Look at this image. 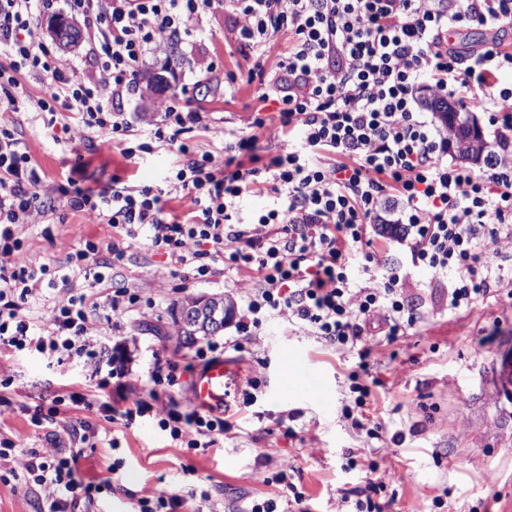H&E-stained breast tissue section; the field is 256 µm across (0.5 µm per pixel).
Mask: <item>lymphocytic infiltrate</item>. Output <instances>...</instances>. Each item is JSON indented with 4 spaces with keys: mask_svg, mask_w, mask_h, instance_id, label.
I'll return each instance as SVG.
<instances>
[{
    "mask_svg": "<svg viewBox=\"0 0 512 512\" xmlns=\"http://www.w3.org/2000/svg\"><path fill=\"white\" fill-rule=\"evenodd\" d=\"M68 9L96 27L93 56L98 70L85 78L73 62L56 57L34 23L53 0H0V351L35 352L95 364V322L119 327L140 301L126 288L113 289L95 306L85 295L55 304L42 325L22 316L44 288L68 283L64 269L33 264L22 227L55 209L44 190L42 170L11 126L19 106L47 114L48 127L85 134L105 131L126 139L131 123L111 108L134 91L151 58L175 40L193 37L204 18L223 9L231 37L250 54L278 40L287 46L273 70L248 68L258 85L260 109L248 118L250 135L231 134L224 157L196 154L187 133L208 126L206 113L163 103L148 140L126 148L128 158L155 145L177 146L187 161L168 180L113 186L92 194L60 187L73 210L110 225L115 240L107 260L87 243L73 254L89 285L105 282L120 266L128 245L146 242L163 251L174 269L196 276L250 270L256 287L236 330L250 335L271 317L307 327L331 344L368 354L378 338L392 341L423 319L398 262L376 260L372 231L394 224L413 266L446 283L449 309L471 307L512 283L502 244L512 242V52L498 41L478 49L450 46L449 31L474 24L488 30L512 27V0H65ZM24 73L45 76L39 95L24 90ZM431 78L460 108L488 112L495 137L484 171L445 162L449 134L424 120L415 95ZM277 124L282 138L274 154L257 153L256 131ZM267 183L272 205L242 221L238 202ZM189 201L186 218L168 213L166 191ZM366 247L365 264L355 262ZM172 361H157L149 387L137 391L124 369L112 375L123 388V408L69 394L72 405L105 420L132 426L148 418L172 441L209 448L232 427L228 410L181 411L161 397L177 383ZM47 430L49 447L26 448L0 440V473L34 489L38 512H85L99 486L85 480L79 460L95 447L89 422L32 417Z\"/></svg>",
    "mask_w": 512,
    "mask_h": 512,
    "instance_id": "1",
    "label": "lymphocytic infiltrate"
}]
</instances>
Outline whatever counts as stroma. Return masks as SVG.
I'll return each mask as SVG.
<instances>
[{
  "instance_id": "obj_1",
  "label": "stroma",
  "mask_w": 512,
  "mask_h": 512,
  "mask_svg": "<svg viewBox=\"0 0 512 512\" xmlns=\"http://www.w3.org/2000/svg\"><path fill=\"white\" fill-rule=\"evenodd\" d=\"M204 27L202 34L173 44L152 61V74L166 77L167 87L137 89L124 102L134 125L127 142L96 131L56 139L41 114L24 108L12 113L18 137L45 174L46 189L72 178L103 192L111 190L116 176L133 185L164 184L184 162L176 148L160 147L133 163L122 151L139 142L157 119L160 101L172 95L211 115L209 130L190 135L198 151L220 153L225 132L245 130L258 104L257 87L241 82L228 95L224 84L229 73L247 71L253 60L231 40L223 10L208 15ZM48 220L47 230L39 224L23 227L28 257L37 265H67L86 242L102 245L112 238L111 227L93 223L63 200ZM410 282L422 299L423 321L393 342L372 346L370 372L360 379L352 377L359 363L356 351L331 346L278 317L266 322L259 336L243 340L240 350H227L224 360L235 368L239 383L258 375L265 386L208 450L179 447L150 421L127 427L62 406V417L91 422L120 440L116 448L103 441L86 449L81 461L82 468L112 480L96 494L94 512H139V499L191 489L209 494L212 512H236L251 497L283 505L297 491L305 512H345L346 492L364 487L372 475L385 484L375 497L384 512H512V397L500 387L501 363L512 355V299L502 294L451 313L429 272L412 269ZM116 285L152 299L154 308L147 315L127 313L117 329L100 325L99 374L72 360L32 353L0 362V375L12 380L6 396L22 404L0 417V437L40 445L44 434L32 427V412L50 406L58 395L80 392L111 401L112 389L101 380L117 364H124L134 382L147 384L157 360L180 362L194 353L180 343L172 317L183 297L222 295L233 300L239 315L254 281L245 271L221 270L207 280L194 278L187 268L176 274L166 254L140 243L128 250L113 282L92 287L72 276L69 285H57L26 304L22 314L46 317L69 291L99 302ZM288 353L299 371L321 377L324 403L283 385ZM357 383L370 390L366 417L381 427L373 438L344 413L354 403ZM288 427L295 437L285 435ZM283 469L288 472L284 485L273 480Z\"/></svg>"
}]
</instances>
